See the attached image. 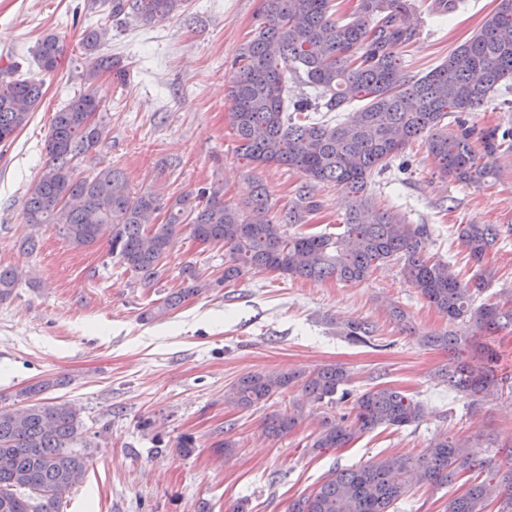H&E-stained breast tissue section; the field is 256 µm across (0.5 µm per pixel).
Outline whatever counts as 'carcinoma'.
<instances>
[{"mask_svg": "<svg viewBox=\"0 0 512 512\" xmlns=\"http://www.w3.org/2000/svg\"><path fill=\"white\" fill-rule=\"evenodd\" d=\"M185 0H112L118 19L150 22L184 7ZM332 0H263L254 37L240 49L229 80V118L239 157L258 166H286L302 172L288 207L273 211L266 187L258 184L240 208L224 201V186L213 182L194 193L163 200L153 192L134 193L124 172L111 165L91 175L77 173L101 140L95 116L103 98L96 83L104 72L125 79L112 57L99 54L109 30L84 31L80 42L91 62L82 71L87 89L54 113L48 159L28 188L23 217L34 227L54 224L69 244L84 249L104 240L109 253L149 285L160 276L177 236L224 248V274L218 283L270 270L288 277L357 283L380 266L400 265L404 283L448 321L467 332L430 335L424 344L443 347L457 360L441 369L448 385L481 404L507 381L494 370V349L483 336L512 330V291L494 302L476 303L487 285L482 272L462 281L448 264L427 253L430 230L410 224L398 212L381 209L364 197L368 178L415 138L428 135V149L439 170L461 184L489 183L497 158L512 153V130L479 128L461 118L500 86L512 82V0H499L495 12L467 42L416 79L406 72L404 53L416 39L410 0H356L340 17ZM64 45L48 34L37 43L34 61L55 71ZM11 62L0 69V145L15 139L42 98L43 83L19 73ZM314 90V96L288 103V77ZM358 99L367 104L339 120L320 121L313 113L342 112ZM454 115L455 126L444 121ZM340 186L353 197L341 233L290 232L319 207L311 184ZM165 220L159 221V214ZM494 225L461 224L458 237L470 258L481 264L499 239ZM28 277L17 267L0 266V301L9 299ZM186 286L158 307L140 314L149 322L212 287L192 264L182 268ZM341 333L369 343L367 322H349ZM349 375L336 366L289 373H248L225 395L243 410L267 402L292 386L300 398L288 411L263 422L269 437L294 431L306 417L305 404L337 405L352 397ZM59 385L35 382L22 392L23 404L0 407V512H60L64 499L84 479L87 455L75 448L82 423L64 400L41 394ZM354 398V397H352ZM353 413L324 419L313 449L344 448L378 427L401 429L418 422L424 406L392 387L372 388L354 398ZM505 461L483 454L470 437H445L412 460L388 455L367 464L333 471L312 493L288 505V512H392L413 483L443 485L477 471L483 480L448 501L447 512H512V443Z\"/></svg>", "mask_w": 512, "mask_h": 512, "instance_id": "obj_1", "label": "carcinoma"}]
</instances>
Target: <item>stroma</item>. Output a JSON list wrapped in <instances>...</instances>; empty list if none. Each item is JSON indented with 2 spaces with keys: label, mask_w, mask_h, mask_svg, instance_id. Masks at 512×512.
Returning <instances> with one entry per match:
<instances>
[{
  "label": "stroma",
  "mask_w": 512,
  "mask_h": 512,
  "mask_svg": "<svg viewBox=\"0 0 512 512\" xmlns=\"http://www.w3.org/2000/svg\"><path fill=\"white\" fill-rule=\"evenodd\" d=\"M411 3L419 35L407 71L419 77L475 35L498 0H466L444 15L433 11L432 0ZM260 6L261 0H187L169 19L116 28L97 0H0V67L15 60L23 71L37 72L33 52L40 38L54 34L66 44L61 68L43 75V96L28 125L0 146V265L34 272L32 282L0 302V406H16L27 385L53 378L59 385L50 397L79 413L90 466L61 512H198L204 503L210 512H227L240 500L249 512H288L290 501L336 469L388 454L415 458L447 434L512 441V333L489 339L508 383L469 409L437 376L447 350L423 344L451 324L404 283L397 264L360 283L252 272L145 323L143 310L181 288L184 265L209 279L220 276L223 251L180 235L160 279L145 286L106 244L79 250L53 225L25 223L27 188L47 159L53 115L84 89L78 74L88 60L79 39L90 26L109 27L101 52L119 59L128 77L122 84L106 75L99 80L105 133L81 164L85 174L110 164L124 172L133 192L164 198L218 181L225 200L238 206L259 181L275 206L287 204L304 175L239 159L228 114L231 61L253 36ZM366 193L376 206L428 225L429 253L463 281L476 268L458 238L459 225L501 228L484 261L491 282L481 298L512 290V153L499 158L495 182L462 185L440 175L420 138L372 173ZM314 194L320 209L308 231L340 232L349 195L326 183ZM31 233L41 248L28 256L19 243ZM394 304L408 313V327L392 318ZM350 320L371 324V345L340 335L338 325ZM330 365L347 371L352 393L393 387L413 396L424 406L422 419L402 430L377 428L344 448L314 451L322 419L340 416L343 406H313L299 427L274 440L263 435V421L288 410L298 388L247 410L224 402L242 375ZM184 436L196 443L187 457L175 451ZM227 438L236 443L228 458L214 450ZM467 487L462 477L442 486L416 484L394 510L445 512Z\"/></svg>",
  "instance_id": "stroma-1"
}]
</instances>
